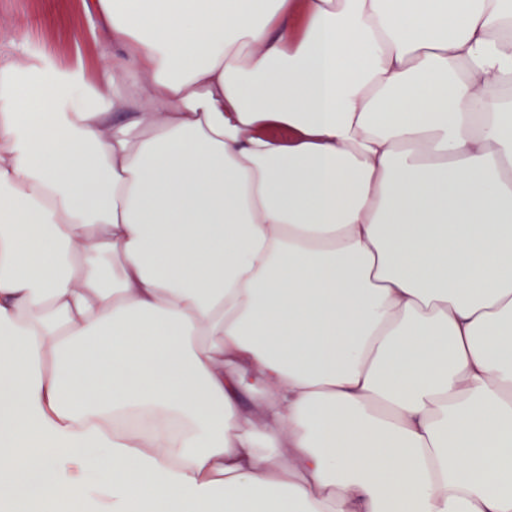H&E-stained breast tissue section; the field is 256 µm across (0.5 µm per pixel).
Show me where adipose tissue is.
I'll list each match as a JSON object with an SVG mask.
<instances>
[{
  "instance_id": "adipose-tissue-1",
  "label": "adipose tissue",
  "mask_w": 512,
  "mask_h": 512,
  "mask_svg": "<svg viewBox=\"0 0 512 512\" xmlns=\"http://www.w3.org/2000/svg\"><path fill=\"white\" fill-rule=\"evenodd\" d=\"M88 21L0 55V512H512V0ZM85 0H0V22L9 23L19 46L58 70L77 73L82 91L98 75V58L107 33L86 25Z\"/></svg>"
}]
</instances>
